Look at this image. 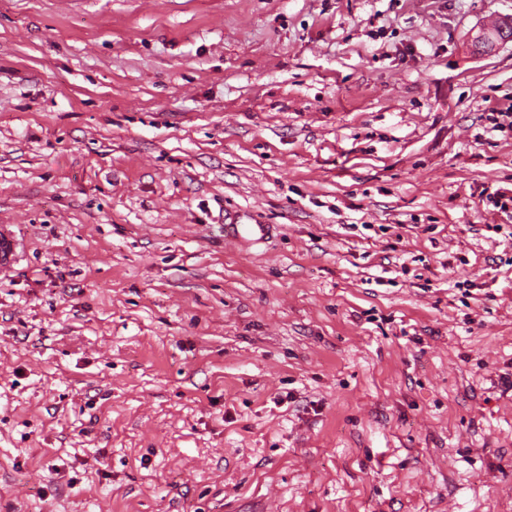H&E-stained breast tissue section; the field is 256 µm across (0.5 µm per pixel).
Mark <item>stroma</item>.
<instances>
[{
    "label": "stroma",
    "instance_id": "35a3bbf8",
    "mask_svg": "<svg viewBox=\"0 0 512 512\" xmlns=\"http://www.w3.org/2000/svg\"><path fill=\"white\" fill-rule=\"evenodd\" d=\"M503 16L0 0V512H512Z\"/></svg>",
    "mask_w": 512,
    "mask_h": 512
}]
</instances>
